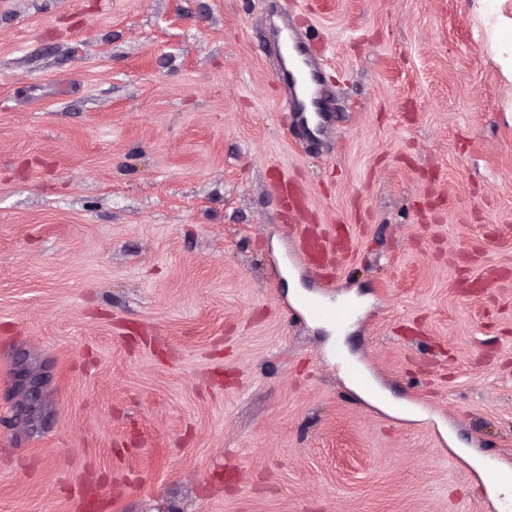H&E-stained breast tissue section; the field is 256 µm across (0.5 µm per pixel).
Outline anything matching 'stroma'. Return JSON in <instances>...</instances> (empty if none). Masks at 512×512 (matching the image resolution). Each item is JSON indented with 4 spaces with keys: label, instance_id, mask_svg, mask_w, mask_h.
<instances>
[{
    "label": "stroma",
    "instance_id": "obj_1",
    "mask_svg": "<svg viewBox=\"0 0 512 512\" xmlns=\"http://www.w3.org/2000/svg\"><path fill=\"white\" fill-rule=\"evenodd\" d=\"M278 3L331 141L291 128ZM299 221L350 240L335 287L280 265ZM302 292L367 298L345 351L413 415L349 387ZM465 448L512 462V81L478 0H0V512H499Z\"/></svg>",
    "mask_w": 512,
    "mask_h": 512
}]
</instances>
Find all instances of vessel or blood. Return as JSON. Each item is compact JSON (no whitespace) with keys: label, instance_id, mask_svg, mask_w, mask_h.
Masks as SVG:
<instances>
[{"label":"vessel or blood","instance_id":"obj_1","mask_svg":"<svg viewBox=\"0 0 512 512\" xmlns=\"http://www.w3.org/2000/svg\"><path fill=\"white\" fill-rule=\"evenodd\" d=\"M269 37L280 49L278 76L291 121L308 139L333 136L334 117L326 105L328 93L321 77L322 62L313 53L309 36L284 21L270 29ZM348 250V240L338 238L333 228L301 224L295 229L293 248L284 251L281 263L319 274L320 286L328 288L331 280L320 274L323 262ZM297 306L300 313L327 320L338 328L353 315L351 306L331 305L313 295L301 296Z\"/></svg>","mask_w":512,"mask_h":512}]
</instances>
